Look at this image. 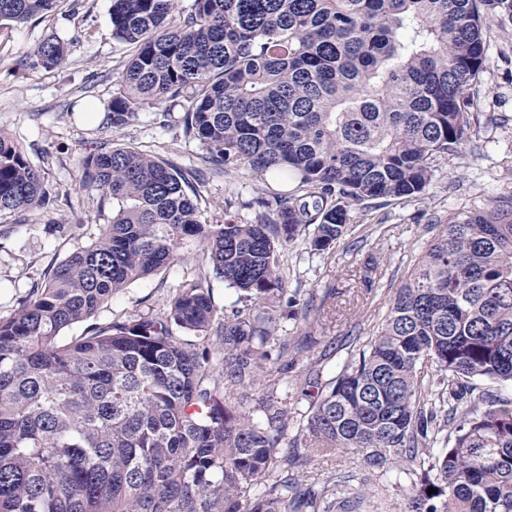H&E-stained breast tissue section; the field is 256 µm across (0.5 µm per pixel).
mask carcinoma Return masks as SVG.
<instances>
[{
    "label": "carcinoma",
    "instance_id": "cac0c4a2",
    "mask_svg": "<svg viewBox=\"0 0 512 512\" xmlns=\"http://www.w3.org/2000/svg\"><path fill=\"white\" fill-rule=\"evenodd\" d=\"M67 1L0 0V26ZM489 15L512 21V0H112V36L132 54L106 124L164 100L209 170L294 189L246 223L227 201L208 224L199 169L136 147L84 158L82 187L112 198V222L0 318V512H362L348 477L308 472L343 450L364 460V486L412 476L401 512H512V399L472 384L512 383V197L443 228L333 377L307 361L317 394L295 426L282 359L312 337L277 336L281 315L310 316L281 249L310 225V249H329L352 205L416 200L460 153ZM34 56L58 69L67 45L47 37ZM46 203L0 130V212ZM189 243L237 293L230 310L204 276L156 313L90 322Z\"/></svg>",
    "mask_w": 512,
    "mask_h": 512
}]
</instances>
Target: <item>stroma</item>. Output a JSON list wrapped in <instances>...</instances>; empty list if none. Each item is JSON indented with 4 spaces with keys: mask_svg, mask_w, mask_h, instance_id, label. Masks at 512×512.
Wrapping results in <instances>:
<instances>
[{
    "mask_svg": "<svg viewBox=\"0 0 512 512\" xmlns=\"http://www.w3.org/2000/svg\"><path fill=\"white\" fill-rule=\"evenodd\" d=\"M112 0H81L77 13L61 10L44 21L0 27V128L25 150L40 169L53 202L45 209L0 213V318L9 317L48 271L92 243L112 219L111 200L81 186V162L100 143L154 149L181 165L197 164L198 142H185L177 125L162 126L165 104L139 110L121 131L106 127L104 117L119 89L129 53L112 36ZM50 35L68 43L66 64L49 70L37 64L36 45ZM487 62L475 87L470 112L477 121L472 141L480 154L462 148L440 164L421 198L391 201L379 207H352L347 234L325 253L311 252L305 236L281 253L289 290L300 299L336 288L328 314L312 322L283 317L278 334L286 339L309 334L318 340L288 371L296 378L307 359H322L324 377H332L353 347L373 336L394 291L408 279L420 255L446 224L463 214L488 209L492 200L512 195V22L491 20L485 31ZM270 178L239 168L206 175L200 188L204 217H224L233 201L240 220L253 218ZM208 266L201 250L183 261L130 284L96 313V323L115 316L159 311L176 287ZM370 275L371 288L361 278ZM411 478L394 470L373 482L364 512H399Z\"/></svg>",
    "mask_w": 512,
    "mask_h": 512,
    "instance_id": "obj_1",
    "label": "stroma"
}]
</instances>
